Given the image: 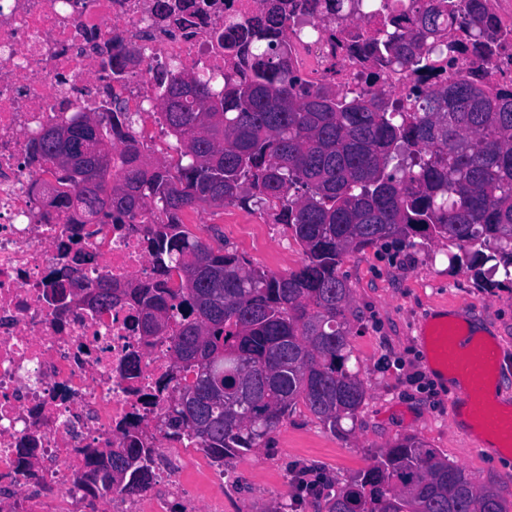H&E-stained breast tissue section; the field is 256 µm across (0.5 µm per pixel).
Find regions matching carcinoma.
<instances>
[{
	"mask_svg": "<svg viewBox=\"0 0 512 512\" xmlns=\"http://www.w3.org/2000/svg\"><path fill=\"white\" fill-rule=\"evenodd\" d=\"M330 2L324 22H376L369 54L384 50L411 72L433 50L441 67L460 51L452 27L482 38L490 26L465 0H409L408 26L388 0ZM257 4L248 22L226 18L216 35L221 87L196 71L161 76L157 107L175 139L161 155L130 140L112 165V133L135 119L111 97L65 124L69 141L55 139L54 125L31 145L55 176L48 205L67 209V223L153 225L158 279L112 290L102 280L83 289L82 301L98 310L137 301L141 336L168 339L174 360L165 437L196 440L221 466L259 447L300 402L333 433L363 403L364 386L347 367L351 292L338 273L350 252L419 236L448 243L449 265L473 272L479 287L512 284V95L492 96L464 76L404 103L382 88L351 96L308 87L288 71V4ZM203 204L241 206L285 225L302 264L267 273L207 243L184 222ZM126 438L110 459L86 455L93 496H133L151 484L155 449ZM325 509L512 512L494 488L477 487L416 437L388 448Z\"/></svg>",
	"mask_w": 512,
	"mask_h": 512,
	"instance_id": "1",
	"label": "carcinoma"
}]
</instances>
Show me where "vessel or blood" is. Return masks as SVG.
I'll return each mask as SVG.
<instances>
[{"label":"vessel or blood","mask_w":512,"mask_h":512,"mask_svg":"<svg viewBox=\"0 0 512 512\" xmlns=\"http://www.w3.org/2000/svg\"><path fill=\"white\" fill-rule=\"evenodd\" d=\"M467 315L441 311L427 316L420 326V339L430 353L429 367L439 373H453L460 382L462 400H470L472 391H482L486 405L479 427L483 433L477 448H485L488 440L499 447H512V411L501 407L492 388L498 367V348L492 342L477 338L466 327Z\"/></svg>","instance_id":"b4317fda"}]
</instances>
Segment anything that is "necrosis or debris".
Instances as JSON below:
<instances>
[{
    "label": "necrosis or debris",
    "mask_w": 512,
    "mask_h": 512,
    "mask_svg": "<svg viewBox=\"0 0 512 512\" xmlns=\"http://www.w3.org/2000/svg\"><path fill=\"white\" fill-rule=\"evenodd\" d=\"M161 0H0V512H87V449L123 447L138 433L159 453L183 444L159 430L173 388L167 340L145 344L138 307L124 300L95 312L81 286L152 279L145 224H86L43 206L30 187L52 183L30 155L47 127L91 112L114 95L135 110L155 99L159 66L222 76L214 45L225 16L247 21L255 0H180L182 24L162 19ZM453 69L491 94H512V47L487 56L454 31ZM364 34L328 29L292 39L288 67L310 85L362 91L369 74L405 96L446 73L398 71L366 59ZM140 58L116 84L127 52Z\"/></svg>",
    "instance_id": "necrosis-or-debris-1"
}]
</instances>
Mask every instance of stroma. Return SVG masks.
Returning <instances> with one entry per match:
<instances>
[{
	"instance_id": "35a3bbf8",
	"label": "stroma",
	"mask_w": 512,
	"mask_h": 512,
	"mask_svg": "<svg viewBox=\"0 0 512 512\" xmlns=\"http://www.w3.org/2000/svg\"><path fill=\"white\" fill-rule=\"evenodd\" d=\"M186 221L214 227L226 249L272 273L296 269L304 258L284 225L237 206H204L189 212ZM447 253V246L419 238L396 246L377 243L344 259L339 274L351 288L353 328L348 366L363 382L364 402L336 434L296 405L259 448L225 459L223 483L190 472L196 499L207 512H262L286 500L295 512H325L324 494L297 497L294 479L301 468L325 472L334 491L407 437L423 440L512 504V454L492 459L475 448L457 422L455 389L430 370L418 338L431 311H466L498 343V389L512 402V287L477 286L472 272L449 267Z\"/></svg>"
}]
</instances>
